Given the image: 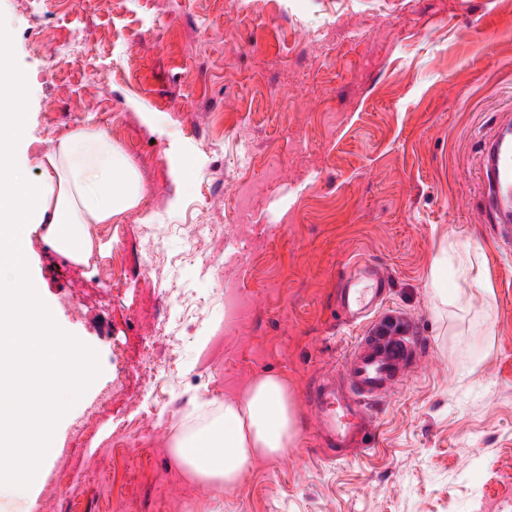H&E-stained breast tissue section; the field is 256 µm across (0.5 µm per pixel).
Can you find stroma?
Returning <instances> with one entry per match:
<instances>
[{
	"label": "stroma",
	"mask_w": 512,
	"mask_h": 512,
	"mask_svg": "<svg viewBox=\"0 0 512 512\" xmlns=\"http://www.w3.org/2000/svg\"><path fill=\"white\" fill-rule=\"evenodd\" d=\"M0 18L25 79L18 165L40 179L59 137L99 129L149 190L86 225L81 262L29 229L24 271L96 367L45 433L58 471L90 476L60 512H481L512 496V243L481 210L478 169L512 108V0H47L37 19L0 0ZM76 33L107 86L42 77V49ZM200 215L214 232L188 243ZM447 239L480 259L466 280L446 260L454 307L432 280ZM355 262L388 278L386 307L423 350L375 411V448L330 460L304 395L362 333L336 307ZM115 264L129 294L110 292ZM157 304L175 334L148 353ZM266 372L288 387L294 447L232 492L189 479L173 444L196 402Z\"/></svg>",
	"instance_id": "stroma-1"
}]
</instances>
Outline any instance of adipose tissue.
<instances>
[{
    "label": "adipose tissue",
    "mask_w": 512,
    "mask_h": 512,
    "mask_svg": "<svg viewBox=\"0 0 512 512\" xmlns=\"http://www.w3.org/2000/svg\"><path fill=\"white\" fill-rule=\"evenodd\" d=\"M23 77L0 61V223L12 225L13 251L0 253V387L16 374L52 371L58 389L40 392L35 405L0 408V447L37 418L63 415L92 375L89 355L60 331L37 296L34 283L20 277L27 227L45 228L56 251L81 261L92 250L88 224H108L139 207L147 188L136 167L111 137L99 129L70 133L44 154L40 180H30L15 165L24 133L20 92ZM298 418L282 377L265 373L243 395L211 414L209 426L178 443L174 455L193 477L222 483L231 490L245 479L252 462L275 458L293 447ZM54 454L45 444L32 445L21 463L0 462V495H18L39 484L45 460Z\"/></svg>",
    "instance_id": "1"
}]
</instances>
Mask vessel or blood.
I'll return each mask as SVG.
<instances>
[{"mask_svg":"<svg viewBox=\"0 0 512 512\" xmlns=\"http://www.w3.org/2000/svg\"><path fill=\"white\" fill-rule=\"evenodd\" d=\"M484 207L502 240L512 241V113H506L483 138L479 154ZM365 271L353 266L341 280L337 304L350 321L361 320L383 299L388 282L374 276L369 288L356 284ZM420 339L397 325L370 328L356 337L340 361L339 374L320 378L307 390L320 435L334 456L363 445L369 436L370 409L380 399L396 393L407 381Z\"/></svg>","mask_w":512,"mask_h":512,"instance_id":"1","label":"vessel or blood"}]
</instances>
